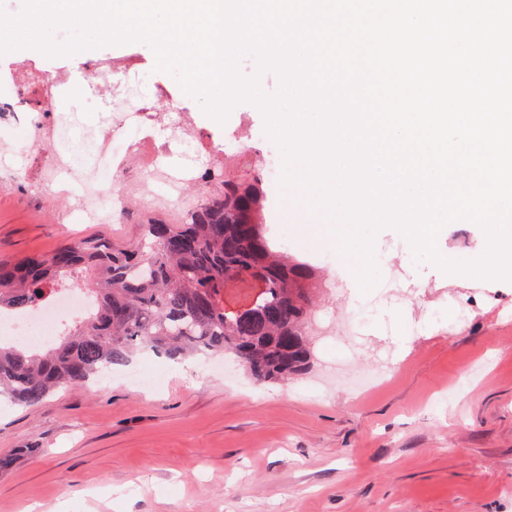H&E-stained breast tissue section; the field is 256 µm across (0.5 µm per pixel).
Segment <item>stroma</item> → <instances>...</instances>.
Returning a JSON list of instances; mask_svg holds the SVG:
<instances>
[{
  "instance_id": "stroma-1",
  "label": "stroma",
  "mask_w": 512,
  "mask_h": 512,
  "mask_svg": "<svg viewBox=\"0 0 512 512\" xmlns=\"http://www.w3.org/2000/svg\"><path fill=\"white\" fill-rule=\"evenodd\" d=\"M135 71L97 78L107 58ZM141 42L99 47L80 67L16 49L0 54V98H16L24 126L0 135V256L47 253L100 234L129 244L155 212L125 201L121 224H88L75 202L48 192L44 169L59 154L89 167L112 122L119 93L137 99L156 122L179 110L190 138L224 164L226 141L281 159L254 104L234 107L224 126L209 123L198 99L155 71ZM39 69L56 100L39 112L34 89L17 80ZM55 133L28 150L35 125ZM283 187L265 200L273 246L311 266L319 312L350 316L355 347L312 320L314 363L301 378L257 383L232 356L196 357L177 374L151 352L112 368L110 387L67 386L29 410L0 398V512H512V281L448 274L416 260L394 228L380 229L376 284L359 294L335 258L299 238L281 211ZM487 247L476 224H448L441 255L465 261ZM399 368L383 374L388 356ZM145 369L142 386L129 370ZM381 373L379 385L353 391L347 377Z\"/></svg>"
}]
</instances>
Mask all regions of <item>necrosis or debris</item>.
I'll return each mask as SVG.
<instances>
[{
  "mask_svg": "<svg viewBox=\"0 0 512 512\" xmlns=\"http://www.w3.org/2000/svg\"><path fill=\"white\" fill-rule=\"evenodd\" d=\"M144 119V113L135 111L129 101L117 102L114 106L112 130L96 146L97 160L121 178L124 198L141 199L151 208L164 212L168 223H182L197 202L171 192L174 177L160 164L161 148L156 139L128 136V127L140 124ZM127 156L135 158V171L125 169L123 159ZM46 179L49 187L54 189L70 182L78 183L81 191L75 200L79 212L94 222L119 223L121 200L97 207V200L105 193L104 185L79 175L63 157H56L48 166ZM92 302L93 298L86 290L58 291L48 302L38 307L13 314L0 313V335L17 343L43 347L61 335L68 320L90 315Z\"/></svg>",
  "mask_w": 512,
  "mask_h": 512,
  "instance_id": "obj_1",
  "label": "necrosis or debris"
}]
</instances>
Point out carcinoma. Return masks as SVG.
Wrapping results in <instances>:
<instances>
[{
	"instance_id": "carcinoma-1",
	"label": "carcinoma",
	"mask_w": 512,
	"mask_h": 512,
	"mask_svg": "<svg viewBox=\"0 0 512 512\" xmlns=\"http://www.w3.org/2000/svg\"><path fill=\"white\" fill-rule=\"evenodd\" d=\"M210 188L183 224L140 225L131 245L99 237L55 250L0 258V310L34 307L77 273L97 312L45 350L0 343V395L34 408L53 390L87 382L137 349L159 355L231 353L259 382H284L312 361L306 324L312 311L310 268L273 250L261 222L264 195L254 178L208 171ZM255 292L235 310L224 289Z\"/></svg>"
}]
</instances>
